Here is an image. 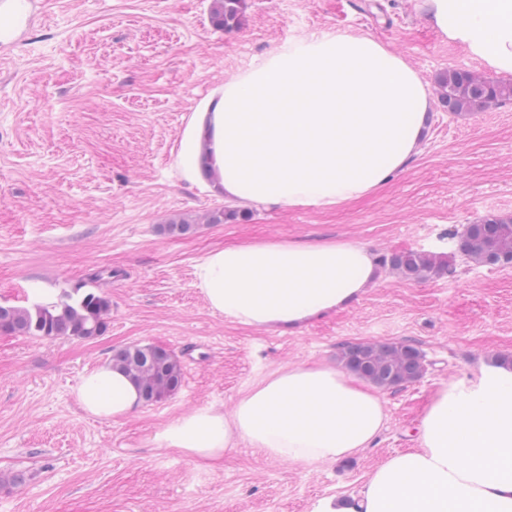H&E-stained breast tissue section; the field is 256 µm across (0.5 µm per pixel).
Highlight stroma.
I'll return each instance as SVG.
<instances>
[{"label": "stroma", "instance_id": "1", "mask_svg": "<svg viewBox=\"0 0 512 512\" xmlns=\"http://www.w3.org/2000/svg\"><path fill=\"white\" fill-rule=\"evenodd\" d=\"M22 36L0 41V303L30 305L84 284L112 300L87 340L0 335V512H314L358 495L387 457L416 445L436 391L476 381L512 355V266L456 259L454 276L391 273L358 302L291 333L210 309L193 267L243 241L342 240L374 254L448 252V230L512 217V101L454 115L436 100L448 69L497 75L429 22L422 0H247L239 28L213 26L212 0H30ZM366 34L402 56L431 93L421 152L374 193L330 211L241 203L243 218L200 224L223 196L175 164L199 104L292 37ZM191 220L175 237L171 220ZM404 341L425 356L418 380L381 390L374 447L341 463L295 466L238 445L222 465L159 447L156 432L214 405L231 410L277 370L338 364L344 344ZM155 345L181 362V387L133 416L85 412L81 376L113 350Z\"/></svg>", "mask_w": 512, "mask_h": 512}]
</instances>
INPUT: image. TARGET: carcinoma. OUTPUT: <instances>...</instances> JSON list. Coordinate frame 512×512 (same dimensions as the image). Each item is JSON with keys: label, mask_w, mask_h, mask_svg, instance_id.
<instances>
[{"label": "carcinoma", "mask_w": 512, "mask_h": 512, "mask_svg": "<svg viewBox=\"0 0 512 512\" xmlns=\"http://www.w3.org/2000/svg\"><path fill=\"white\" fill-rule=\"evenodd\" d=\"M246 0H213L212 24L224 30L237 27ZM439 98L448 112L461 114L512 100V81L490 82L467 70H449L438 79ZM241 216L237 210H218L201 217L204 224H222ZM450 254L408 250L384 255L382 266L411 281L453 273L460 254L476 265L512 264V218H487L458 235ZM112 310L109 296L99 290L74 288L57 300L31 307L0 304V333L56 339H89L102 335ZM340 361L378 388H394L414 380L423 371L420 350L407 342H358L343 348ZM112 364L136 382L144 402L156 403L176 391L183 373L176 357L153 345H129L112 353Z\"/></svg>", "instance_id": "obj_1"}]
</instances>
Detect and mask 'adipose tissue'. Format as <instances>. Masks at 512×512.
<instances>
[{
	"instance_id": "adipose-tissue-1",
	"label": "adipose tissue",
	"mask_w": 512,
	"mask_h": 512,
	"mask_svg": "<svg viewBox=\"0 0 512 512\" xmlns=\"http://www.w3.org/2000/svg\"><path fill=\"white\" fill-rule=\"evenodd\" d=\"M431 24L495 73L512 76V0H424ZM428 94L384 44L359 34H307L207 96L176 154L186 179H212L225 199L332 210L383 186L421 150ZM194 275L209 307L253 328H294L345 309L377 286L371 250L349 241L245 242L209 251ZM76 399L116 419L142 405L111 362L85 374ZM384 401L324 364L271 374L231 412L205 406L154 436L214 466L244 442L293 465L334 463L373 447ZM418 447L389 456L358 496L317 512H512V367L440 388L422 413Z\"/></svg>"
}]
</instances>
